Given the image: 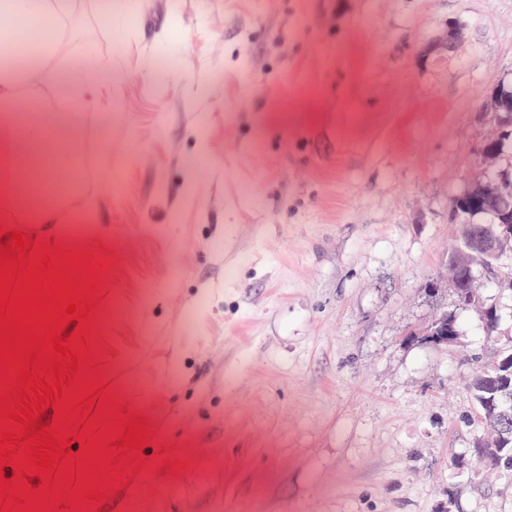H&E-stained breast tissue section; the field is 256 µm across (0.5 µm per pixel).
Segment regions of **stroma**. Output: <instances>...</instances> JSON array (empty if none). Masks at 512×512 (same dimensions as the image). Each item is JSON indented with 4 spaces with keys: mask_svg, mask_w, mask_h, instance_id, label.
Returning <instances> with one entry per match:
<instances>
[{
    "mask_svg": "<svg viewBox=\"0 0 512 512\" xmlns=\"http://www.w3.org/2000/svg\"><path fill=\"white\" fill-rule=\"evenodd\" d=\"M74 18L59 63L92 102L93 172L55 223L14 229L105 265L91 350L153 434L98 512H512V474L474 467L489 337L446 266L454 199L512 183V154L476 157L481 103L512 85V0ZM442 311L460 344L414 340ZM496 341H492V344L485 347L484 351L475 354L474 358H471V361L475 363L482 362L486 355H489L492 359L491 362L480 367L478 370L479 376H473L469 385L471 396L476 404V419L478 415L479 421L483 411L480 399L487 395V390L492 386L491 381L496 377L494 359L506 355L512 356V341H509L507 344L497 343Z\"/></svg>",
    "mask_w": 512,
    "mask_h": 512,
    "instance_id": "stroma-1",
    "label": "stroma"
}]
</instances>
